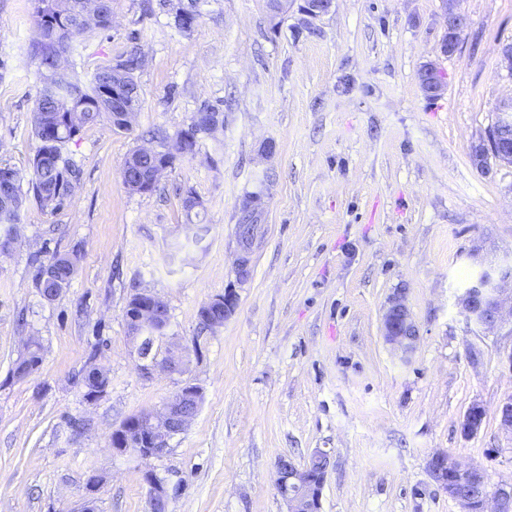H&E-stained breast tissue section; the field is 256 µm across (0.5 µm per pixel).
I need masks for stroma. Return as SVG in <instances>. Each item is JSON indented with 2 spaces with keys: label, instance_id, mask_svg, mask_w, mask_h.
<instances>
[{
  "label": "stroma",
  "instance_id": "1",
  "mask_svg": "<svg viewBox=\"0 0 512 512\" xmlns=\"http://www.w3.org/2000/svg\"><path fill=\"white\" fill-rule=\"evenodd\" d=\"M289 2L275 20L267 0H201L185 33L146 0H112L111 28L72 44L84 77L137 49L142 105L132 131L101 121L69 144L82 177L60 209L30 197L0 226L14 239L0 254V512H79L94 474L96 512H146L150 469L169 512H286L276 462L318 448L333 457L321 512H459L427 470L437 452L483 469L491 489L512 486V434L497 418L512 400V327L482 333L456 307L474 241L512 252V165L483 171L469 157L512 101V0H455L468 26L451 55L443 0H335L313 20ZM34 38L33 0H0V165L26 176ZM427 63L444 85L434 98L419 82ZM205 105L223 127L153 192L128 193V152ZM253 192L261 239L240 283L235 228ZM75 249L69 287L44 300L36 262ZM229 288L234 314L201 333L199 307ZM399 288L420 332L408 354L382 335ZM137 289L165 301L169 336L153 351L188 349L184 373L142 374L124 317ZM31 336L42 364L15 378ZM90 363L109 378L93 403L80 385ZM188 381L202 403L165 455L113 454V430ZM475 403L486 417L467 435Z\"/></svg>",
  "mask_w": 512,
  "mask_h": 512
}]
</instances>
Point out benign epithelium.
Returning a JSON list of instances; mask_svg holds the SVG:
<instances>
[{"instance_id": "obj_1", "label": "benign epithelium", "mask_w": 512, "mask_h": 512, "mask_svg": "<svg viewBox=\"0 0 512 512\" xmlns=\"http://www.w3.org/2000/svg\"><path fill=\"white\" fill-rule=\"evenodd\" d=\"M453 0H446L447 31L443 39L444 53L452 55L459 45L460 35L467 27V18L451 7ZM334 0H305L301 11L311 19L328 14ZM512 129V102L498 113L496 129L487 139L471 146V153L478 167L489 170L487 160L494 158L503 164H512V146L504 132ZM262 205L258 195L246 197L240 204V215L255 220L248 225L249 233L237 241L238 250L234 263V274L238 282H245L251 273L252 257L258 245L261 225L256 223ZM470 258L476 267L469 284L456 298V305L466 320L483 331H492L507 321H512V258H488L483 244L476 242L470 249ZM142 311L136 317L137 331L132 337L156 330V323L169 320L167 304L147 290L135 291ZM237 295L228 289L206 303L201 328L211 334L224 325L235 311ZM382 333L387 343L404 353L411 352L419 338V329L406 305L405 289L398 288L387 298L382 314ZM143 373H182L183 355L169 353L163 358L152 356L141 366ZM203 399L200 386L186 382L179 392L157 413H148L138 424L125 423L112 432L111 445L116 454L132 451L143 459L158 458L169 447V441L181 433L196 416ZM485 417L484 408L474 403L466 411L462 430L466 434L476 433ZM327 472L333 467L330 453L315 449L305 466H298L292 459L281 457L275 465V480L290 488L282 495L287 512H320L321 499L314 495L309 477L314 467ZM428 471L439 488L448 493L459 507V512H471L473 492L483 491L487 479L482 469L464 464L447 453H437L429 458ZM148 486L150 512H168L170 492L167 482L155 471L145 473ZM483 512H512V487L499 488L482 497Z\"/></svg>"}]
</instances>
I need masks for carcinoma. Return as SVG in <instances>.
Wrapping results in <instances>:
<instances>
[{"label": "carcinoma", "mask_w": 512, "mask_h": 512, "mask_svg": "<svg viewBox=\"0 0 512 512\" xmlns=\"http://www.w3.org/2000/svg\"><path fill=\"white\" fill-rule=\"evenodd\" d=\"M105 15L100 21L91 20L98 8L97 0H34L35 39L32 44L38 62L40 88L33 111L34 135L39 147L31 163L28 190H23L24 177L13 170L11 196H0V224H15L30 191L41 205L55 211L71 196L74 184L80 179L81 166L63 154L65 146L73 141L84 127L101 120L108 122L114 131L127 132L130 122L113 118L117 112H137L142 103L141 88L133 75L138 66L137 52L125 59L116 60L124 71L123 88L118 98L104 88L112 86V64L95 69L89 82L58 64L57 52L70 49L73 41L94 30H106L112 24V0L103 2ZM213 106H204L194 114L184 128L168 135L159 131L153 138L159 140L163 153L159 158H147L143 166L156 167L161 162L172 167L179 155H193L200 139L212 135L223 120ZM79 250L70 254H55L42 263L36 275V288L40 294L60 296L70 285L76 272ZM42 362L41 345L31 339L17 370L34 372Z\"/></svg>", "instance_id": "obj_1"}]
</instances>
